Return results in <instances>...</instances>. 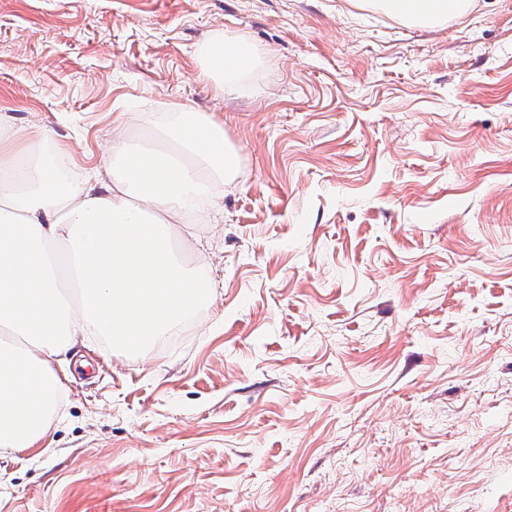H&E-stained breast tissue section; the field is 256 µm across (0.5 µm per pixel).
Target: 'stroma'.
<instances>
[{"instance_id": "35a3bbf8", "label": "stroma", "mask_w": 512, "mask_h": 512, "mask_svg": "<svg viewBox=\"0 0 512 512\" xmlns=\"http://www.w3.org/2000/svg\"><path fill=\"white\" fill-rule=\"evenodd\" d=\"M263 65L199 81L212 34ZM214 115L190 217L216 298L144 354L72 348L0 512H512V0H0V119L99 165L122 112ZM381 2L383 8L399 17L432 25L449 17L465 14L470 6L469 0H374Z\"/></svg>"}]
</instances>
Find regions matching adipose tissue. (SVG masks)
<instances>
[{
	"instance_id": "adipose-tissue-1",
	"label": "adipose tissue",
	"mask_w": 512,
	"mask_h": 512,
	"mask_svg": "<svg viewBox=\"0 0 512 512\" xmlns=\"http://www.w3.org/2000/svg\"><path fill=\"white\" fill-rule=\"evenodd\" d=\"M432 25L470 0H380ZM199 77L224 95L260 63L242 36L216 34L199 49ZM152 146L112 126L111 153L92 173L69 168L47 131L0 156V458L35 447L59 413L58 358L94 336L148 351L216 294L203 267L172 246L191 210L213 212L233 184L239 154L221 124L178 108L140 117Z\"/></svg>"
}]
</instances>
